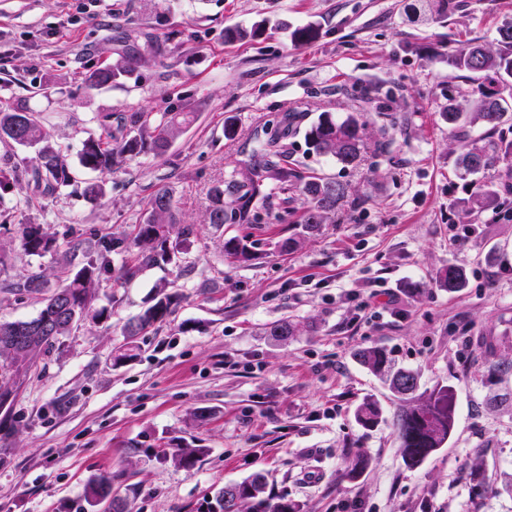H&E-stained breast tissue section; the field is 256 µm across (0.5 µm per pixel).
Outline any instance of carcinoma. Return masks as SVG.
<instances>
[{
    "instance_id": "obj_1",
    "label": "carcinoma",
    "mask_w": 512,
    "mask_h": 512,
    "mask_svg": "<svg viewBox=\"0 0 512 512\" xmlns=\"http://www.w3.org/2000/svg\"><path fill=\"white\" fill-rule=\"evenodd\" d=\"M454 0H407L404 11L409 21L417 22L448 18L454 9ZM265 32V21H257L249 28L228 27L224 42L234 44L256 38ZM319 35L313 25L297 27L291 33L296 46L312 43ZM144 38L143 50L127 53L115 62L89 68L84 73L83 84L88 91L123 84L136 69L147 61L146 54L155 52V40L138 31L128 34V39ZM499 49L488 50L483 44L472 41L448 52V68L466 72L479 84L478 94L464 106L448 103L445 118L456 137L466 135L468 119L480 121L485 126L488 147L463 144L456 157V164L467 174L485 173L503 160L512 159V142L493 137L500 132L504 118L512 112V22L496 30ZM120 134L112 133V124H102L106 139L89 138L79 154L80 165L90 171L110 173L126 158L145 152L156 156L165 154L169 143L183 128L195 120L193 112H164L156 123H151L145 112H128L123 117ZM369 138L368 122L361 117L348 116L337 119L330 112L322 113L317 122L306 131V139L314 152L332 156L344 165L356 166L362 161V152ZM11 140L25 146H36L38 169L36 185L46 190H56L75 181L72 170L64 160L62 148L51 142L43 131L41 114L18 104L0 108V140ZM299 190L308 207L299 223L314 229L324 223L345 199V190L334 181L315 173L301 170L288 161L286 145L277 133L263 141L250 161L244 180L232 182L226 188L213 190V203L206 214V222L213 225L228 223L254 224L260 221L259 210H273L275 193L287 194ZM229 193L233 207L224 208V193ZM512 194V185L492 181H475L470 191L471 210L479 212L496 210L502 197ZM194 234V225L176 222L175 203L171 192L158 189L149 201L147 214L136 225L135 232L110 234L99 237L95 259L85 264L69 282L44 295L48 280L42 273H32L19 284L22 291L42 296V309L31 320L0 323V406L11 396V386L25 375L37 360L49 353L53 343L71 334L81 319H96L102 312L93 309V288L100 276L112 271V256H131V262L120 269V277L129 279L140 268L168 265L177 258ZM20 245L28 255L42 256L57 250L56 238L40 224L23 227ZM224 252L236 259L247 260L252 253L243 240L232 237L224 241ZM467 280L465 268L450 265L439 273L437 284L455 291ZM158 298L135 321L126 327V336L133 338L153 324L163 321L177 305V294L167 291L166 282L157 285ZM3 336H29L23 347H16L3 340ZM361 361L388 382L390 389L410 401L408 409L393 421L402 457L410 466L423 463L433 452L443 447L455 424L454 393L450 386L437 384L431 390L418 393V372L397 368L389 352L382 347H369L359 352ZM380 411L376 403L366 401L356 413L357 422L364 428H373L379 422ZM112 478L104 477L93 485L87 497L99 502L109 497ZM252 512H301L300 505L266 493L264 477L255 475L241 482L224 485L214 501L206 503L207 512H241L244 505Z\"/></svg>"
}]
</instances>
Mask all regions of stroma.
I'll return each mask as SVG.
<instances>
[{"mask_svg": "<svg viewBox=\"0 0 512 512\" xmlns=\"http://www.w3.org/2000/svg\"><path fill=\"white\" fill-rule=\"evenodd\" d=\"M404 0H0V104L42 113L76 185L46 194L36 150L0 141V168L21 177L0 197V322L29 320L40 297L16 291L29 273L50 287L98 251L97 234L131 233L167 188L186 251L166 267L116 282L112 259L94 290L103 319H85L13 387L0 407V512H104L87 490L102 475L128 512H200L215 489L263 474L271 494L303 512H512V220L468 212L469 178L444 114L477 84L448 67L449 48L493 46L512 0H460L445 21L410 25ZM268 19L257 39L225 44L224 29ZM320 30L298 47L289 28ZM156 36L159 60L124 85L84 93L89 67L125 54L116 28ZM51 84L48 96L38 86ZM196 114L161 157L112 173L80 168L105 116ZM285 141L300 168L341 183L347 197L325 224H296L307 202L288 194L255 224L217 228L204 217L215 187L243 178L259 138L292 113ZM362 114L375 140L361 165L312 153L305 132L321 113ZM104 180L91 201L82 182ZM55 234L59 253L26 255L23 225ZM239 237L246 262L225 254ZM288 251H281L283 241ZM465 288L437 287L448 265ZM181 300L134 340L126 323L160 282ZM286 321L294 336L277 340ZM382 347L419 372L422 389L451 386L447 444L408 467L394 432L400 401L357 356ZM496 362L489 372L488 362ZM380 424L355 419L364 399ZM196 447L194 466L171 453ZM366 468L351 475L356 456Z\"/></svg>", "mask_w": 512, "mask_h": 512, "instance_id": "35a3bbf8", "label": "stroma"}]
</instances>
